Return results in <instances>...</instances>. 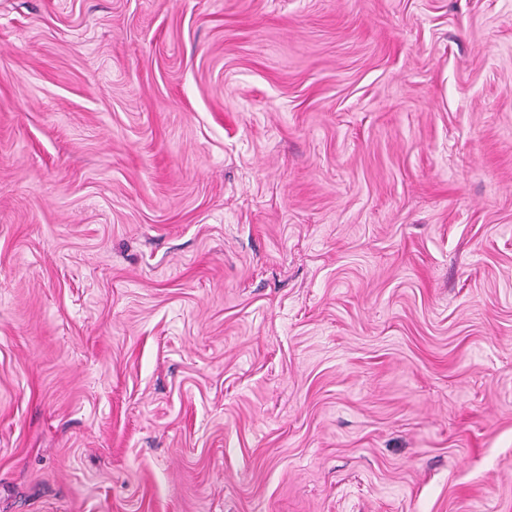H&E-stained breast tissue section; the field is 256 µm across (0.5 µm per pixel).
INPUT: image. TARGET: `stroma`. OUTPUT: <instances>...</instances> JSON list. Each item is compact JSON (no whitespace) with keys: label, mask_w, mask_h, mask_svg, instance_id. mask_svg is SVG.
<instances>
[{"label":"stroma","mask_w":512,"mask_h":512,"mask_svg":"<svg viewBox=\"0 0 512 512\" xmlns=\"http://www.w3.org/2000/svg\"><path fill=\"white\" fill-rule=\"evenodd\" d=\"M0 512H512V0H0Z\"/></svg>","instance_id":"1"}]
</instances>
